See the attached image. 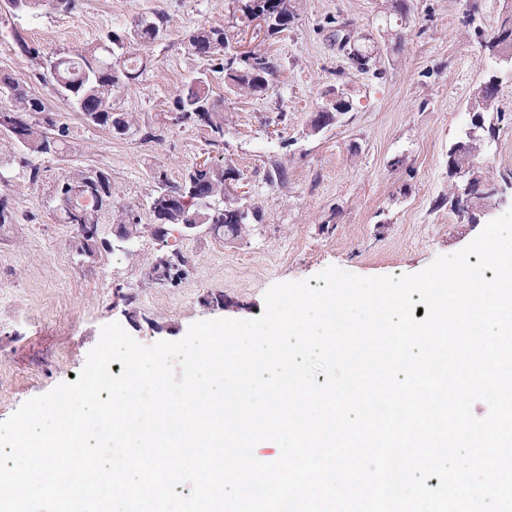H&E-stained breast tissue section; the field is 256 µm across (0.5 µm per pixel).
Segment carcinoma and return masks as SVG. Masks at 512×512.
<instances>
[{
	"mask_svg": "<svg viewBox=\"0 0 512 512\" xmlns=\"http://www.w3.org/2000/svg\"><path fill=\"white\" fill-rule=\"evenodd\" d=\"M77 0H6L8 12L37 17L42 14L70 13L76 8ZM235 12L248 21L253 20V10L260 8L267 13V32L279 34L288 30L297 20L294 0H233ZM166 31L165 18L159 13L141 16L135 20L128 31L119 35L114 32L106 35L101 50L71 56L45 57L44 72L41 79L55 84L59 96L65 98L88 123L112 130L117 124L127 130L131 127L129 115L115 107L112 97L126 86L127 82L137 79L144 73L147 63L137 62L129 56L133 43H153L163 38ZM190 55L220 60V69L224 72V86L230 93L243 98L254 97L268 91L274 84L278 69L272 58L264 53L250 51L244 59L233 50L232 37L222 26L202 27L185 42ZM0 99L9 105L0 107V113L11 112L14 115V127L4 132L14 147L30 155L38 156L56 149L63 150L65 127L58 128L56 144L48 142L47 132L32 115L47 111L46 103L31 93L28 83L9 72H0ZM174 107L181 118L193 120V125L204 130L208 142L218 146L224 142V97L211 89L208 76L196 73L184 84L174 101ZM479 145L471 143L465 150L457 153L448 164L456 168L472 167L477 162ZM222 168L209 166L205 169L191 168L180 182L171 183L162 177L158 180L150 215L166 224H193L196 215L205 216V223L214 226L216 237L224 233L239 237L249 231L250 217H258L259 211L250 209V214L242 219L236 218L235 202L225 201L224 175ZM64 182L70 185L86 184L103 201L112 200V182L101 170H77L66 177ZM476 182L481 189L469 200L458 199L457 193H448V204L459 214H464L473 202L489 198L485 186L495 184L494 178L477 171ZM99 208L91 214H84L82 207H71L68 203L57 201L55 214L64 224H97ZM121 238L128 243H136L149 232V225L130 210H124L117 219ZM70 248L77 256L93 260L110 247H100L90 238L72 235ZM189 264L182 251L168 254L165 265L152 262L150 270L160 272V281L171 278L172 271H181Z\"/></svg>",
	"mask_w": 512,
	"mask_h": 512,
	"instance_id": "obj_1",
	"label": "carcinoma"
}]
</instances>
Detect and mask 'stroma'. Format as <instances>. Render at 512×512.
I'll return each mask as SVG.
<instances>
[{
	"instance_id": "stroma-1",
	"label": "stroma",
	"mask_w": 512,
	"mask_h": 512,
	"mask_svg": "<svg viewBox=\"0 0 512 512\" xmlns=\"http://www.w3.org/2000/svg\"><path fill=\"white\" fill-rule=\"evenodd\" d=\"M298 18L271 36L237 25L241 45L277 59L266 94L225 96L224 143L175 120L174 99L204 71L223 93L224 76L184 43L203 26L229 22L231 0H78L66 14L12 17L0 11V70L26 80L51 118L68 129V152L39 160L30 183L24 153L0 136V196L16 214L0 228V421L24 402L82 370L103 325L116 321L139 343L183 338L207 319L262 315L274 284L311 278L334 265L359 276L415 273L466 247L481 232L444 202L458 176L448 153L465 140L474 90L488 80L480 42L512 15V0H295ZM167 20L164 39L143 45L147 70L114 97L134 120L122 137L88 125L39 81L40 60L9 37L23 31L44 53L74 55L107 32L124 33L142 15ZM347 25L374 58L360 69L336 42ZM353 109L312 132L329 90ZM495 137L478 157L493 175L512 173V77L485 117ZM157 127L161 140L145 138ZM234 168L244 204L262 219L240 237L199 230L179 246L189 259L175 281L157 284L147 267L160 250L143 237L134 253L111 249L96 260L70 249L72 232L53 215L56 183L77 169L112 179L113 211L147 216L156 174L180 181L200 161ZM283 181H270L275 168Z\"/></svg>"
}]
</instances>
